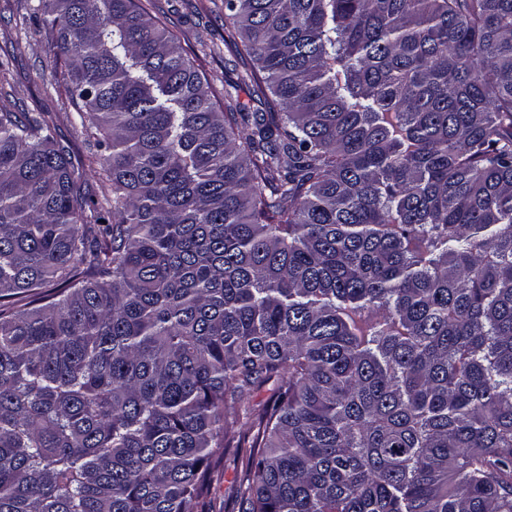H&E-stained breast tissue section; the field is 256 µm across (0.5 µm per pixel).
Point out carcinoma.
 Returning <instances> with one entry per match:
<instances>
[{
	"instance_id": "carcinoma-1",
	"label": "carcinoma",
	"mask_w": 512,
	"mask_h": 512,
	"mask_svg": "<svg viewBox=\"0 0 512 512\" xmlns=\"http://www.w3.org/2000/svg\"><path fill=\"white\" fill-rule=\"evenodd\" d=\"M150 2L35 6L108 210L0 109V512H512V0ZM223 0H159L168 27L182 44L198 56L196 64L213 79L218 88L224 86V61L230 55L224 49ZM188 48V47H187ZM236 476V465L233 458L227 460L224 477L218 484L215 494L216 512H224V504L235 512L239 511V505L235 501L234 478Z\"/></svg>"
}]
</instances>
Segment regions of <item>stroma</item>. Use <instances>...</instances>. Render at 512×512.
Segmentation results:
<instances>
[{
	"instance_id": "1",
	"label": "stroma",
	"mask_w": 512,
	"mask_h": 512,
	"mask_svg": "<svg viewBox=\"0 0 512 512\" xmlns=\"http://www.w3.org/2000/svg\"><path fill=\"white\" fill-rule=\"evenodd\" d=\"M37 0H0V107L44 112L58 140L75 151L88 148L65 86L51 34L34 14ZM169 28L191 47L216 86L224 84V8L222 0H158Z\"/></svg>"
}]
</instances>
